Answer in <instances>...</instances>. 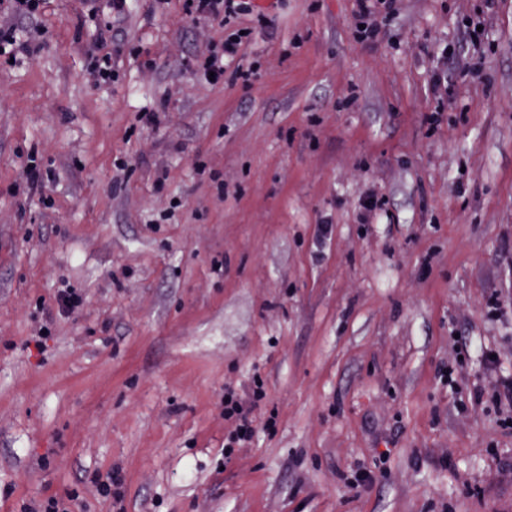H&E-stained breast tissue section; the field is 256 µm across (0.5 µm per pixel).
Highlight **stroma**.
I'll return each instance as SVG.
<instances>
[{
  "label": "stroma",
  "instance_id": "1",
  "mask_svg": "<svg viewBox=\"0 0 512 512\" xmlns=\"http://www.w3.org/2000/svg\"><path fill=\"white\" fill-rule=\"evenodd\" d=\"M251 3L249 87L189 67L224 29L185 0H133L109 87L81 0L0 58V512H116L115 469L123 512H512V433L471 397L512 375V0H401L374 46L354 0ZM31 154L46 205L15 191ZM256 376L277 428L225 459L224 389ZM87 70L93 77L95 84L110 85L119 78V71L114 68L112 57L103 55L101 57L89 55L87 58ZM73 496L67 499L62 497L50 496L39 500H30L23 502L21 512H72L70 501Z\"/></svg>",
  "mask_w": 512,
  "mask_h": 512
}]
</instances>
